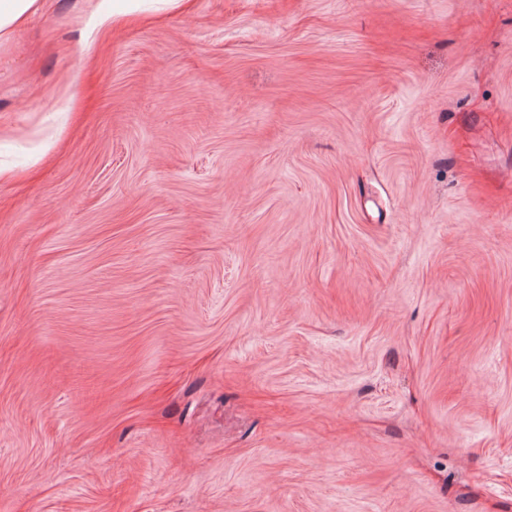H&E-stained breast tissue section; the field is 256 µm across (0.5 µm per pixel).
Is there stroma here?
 <instances>
[{
	"mask_svg": "<svg viewBox=\"0 0 512 512\" xmlns=\"http://www.w3.org/2000/svg\"><path fill=\"white\" fill-rule=\"evenodd\" d=\"M134 2L0 43V512H512V0ZM149 19L148 15L136 12L133 10H119L112 11V16L100 18L98 26L107 31L112 28V31L121 30L134 25L142 24Z\"/></svg>",
	"mask_w": 512,
	"mask_h": 512,
	"instance_id": "stroma-1",
	"label": "stroma"
}]
</instances>
